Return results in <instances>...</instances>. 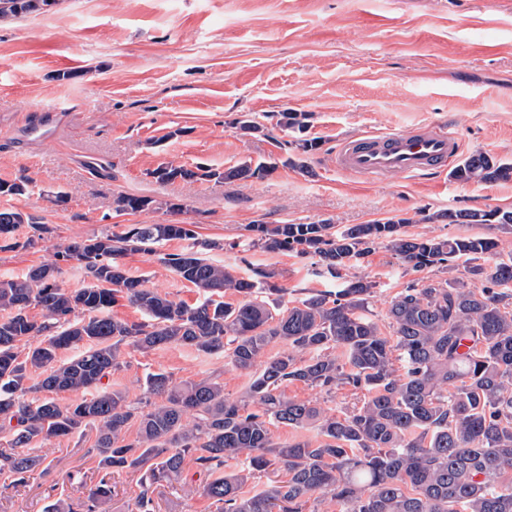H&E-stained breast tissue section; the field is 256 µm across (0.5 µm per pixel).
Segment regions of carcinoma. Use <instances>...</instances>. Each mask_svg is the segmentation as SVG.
<instances>
[{
    "label": "carcinoma",
    "mask_w": 512,
    "mask_h": 512,
    "mask_svg": "<svg viewBox=\"0 0 512 512\" xmlns=\"http://www.w3.org/2000/svg\"><path fill=\"white\" fill-rule=\"evenodd\" d=\"M50 0H0V18L42 9ZM277 126L303 130L300 114L279 113ZM287 157L245 161L229 169L172 162L148 175L161 184L263 178L282 164L309 172L315 139L284 143ZM457 182L512 180V162L475 151L450 172ZM154 200L119 195L117 212H136ZM449 224H484L512 233V210L448 209L424 216ZM408 218L353 224L342 230L325 222L252 224L253 242L267 252L317 258L336 291H319L293 306L252 297L284 289L275 272L237 277L208 257L220 243L200 240L185 224H136L121 234L71 240L55 247L54 261L21 277L0 280V431L10 450L0 452V472L16 484L44 463L31 445L96 430L92 451L104 469L141 472L135 512H155L153 494L181 477L186 458L207 476L203 493L221 512H304L316 493H327L342 512H512V255L486 266L498 243L482 235L413 237ZM31 232H22L23 227ZM44 227L12 208H0V237L7 247L32 248ZM181 239L191 244L160 257L203 300L177 303L128 275L120 258L155 252ZM420 273L456 270L469 263L467 285L456 278L414 280L390 302L389 333L370 317L375 283L343 272L380 243ZM76 262L90 278L77 290L63 288L60 263ZM238 293L236 304L224 301ZM123 297L146 317L129 323L111 315ZM41 311V319L30 308ZM28 346L19 355L20 344ZM281 344L275 355L269 347ZM150 351L180 346L199 354H222L231 368L250 374L238 397L224 394L211 378L176 382L160 371L146 376V393L164 398L142 407L127 402L104 380L122 366V348ZM71 350L68 360H58ZM41 371L31 382L29 371ZM301 383L332 394L346 387L363 392L361 404L325 410L288 397L281 386ZM39 392H79L62 405ZM313 430L312 439L279 442L272 427ZM136 427L135 436L127 433ZM239 469L224 473L230 459ZM288 472L249 495L244 487L273 463ZM111 493L106 481L90 490L86 512Z\"/></svg>",
    "instance_id": "1"
}]
</instances>
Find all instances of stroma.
<instances>
[{"mask_svg": "<svg viewBox=\"0 0 512 512\" xmlns=\"http://www.w3.org/2000/svg\"><path fill=\"white\" fill-rule=\"evenodd\" d=\"M303 113V132L278 127L280 112ZM262 130L245 134L240 116ZM451 122L463 154L481 150L512 161V0H55L46 9L0 18V182L28 180L25 195L1 197L48 229L31 249L0 250V277L52 262L56 244L133 224L189 225L221 242L213 260L247 278L274 269L283 299L340 283L315 258L251 245L253 224L327 222L344 228L405 219L409 235L481 234L501 258L512 234L479 224H442L433 213L512 208V181L459 183L448 176L364 179L339 170L336 148L367 133ZM319 141L312 174L278 167L261 179L160 184V162L228 169L285 158L296 136ZM120 194L152 198L137 212L113 208ZM182 241L123 259L132 276L188 305L200 295L159 261ZM359 274L376 284L370 309L380 326L393 297L416 274L385 245ZM109 379L128 401L143 398L145 376L217 379L227 395L245 373L220 355L181 347L126 348ZM93 429L36 443L43 466L25 484L0 475V512H44L57 499L85 501L102 471ZM195 464L158 487L156 512H219L202 492ZM112 495L96 512H132L140 475L111 476Z\"/></svg>", "mask_w": 512, "mask_h": 512, "instance_id": "35a3bbf8", "label": "stroma"}]
</instances>
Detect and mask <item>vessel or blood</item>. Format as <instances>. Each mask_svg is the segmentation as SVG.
<instances>
[{
	"label": "vessel or blood",
	"instance_id": "1",
	"mask_svg": "<svg viewBox=\"0 0 512 512\" xmlns=\"http://www.w3.org/2000/svg\"><path fill=\"white\" fill-rule=\"evenodd\" d=\"M460 153V143L443 122L416 130L360 135L341 142L336 165L366 178L421 177L445 172Z\"/></svg>",
	"mask_w": 512,
	"mask_h": 512
}]
</instances>
